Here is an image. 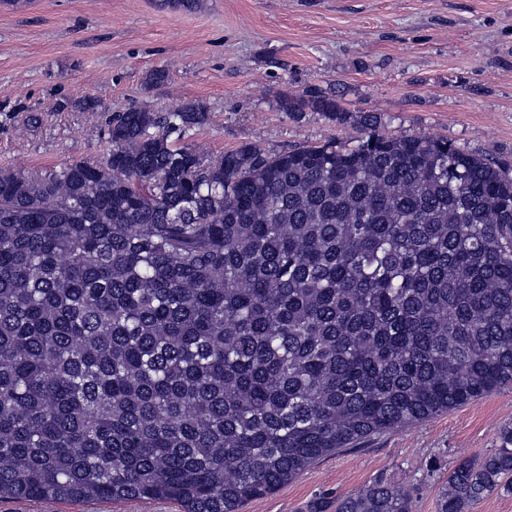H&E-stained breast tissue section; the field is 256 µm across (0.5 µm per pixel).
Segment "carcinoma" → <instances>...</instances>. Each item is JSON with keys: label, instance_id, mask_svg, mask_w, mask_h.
Here are the masks:
<instances>
[{"label": "carcinoma", "instance_id": "carcinoma-1", "mask_svg": "<svg viewBox=\"0 0 512 512\" xmlns=\"http://www.w3.org/2000/svg\"><path fill=\"white\" fill-rule=\"evenodd\" d=\"M204 120L133 109L98 161L0 170V498L240 512L512 385L511 168L374 130L172 144ZM501 441L448 473L441 512L512 491ZM335 512L408 501L376 481Z\"/></svg>", "mask_w": 512, "mask_h": 512}]
</instances>
